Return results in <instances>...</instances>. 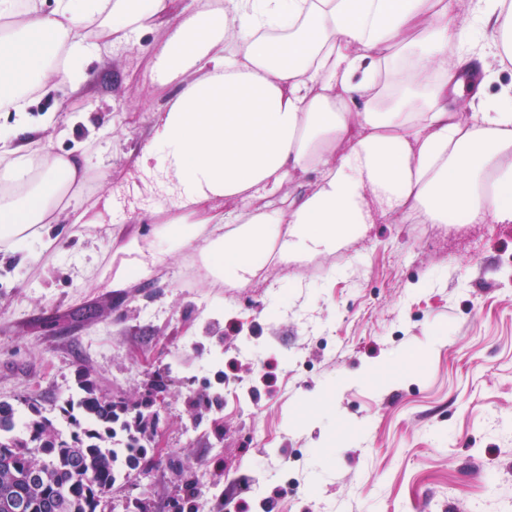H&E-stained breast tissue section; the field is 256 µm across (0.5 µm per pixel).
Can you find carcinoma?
I'll list each match as a JSON object with an SVG mask.
<instances>
[{
  "mask_svg": "<svg viewBox=\"0 0 512 512\" xmlns=\"http://www.w3.org/2000/svg\"><path fill=\"white\" fill-rule=\"evenodd\" d=\"M79 384L56 417L33 406L20 426L14 405L0 400V502L16 504L12 512H106L116 482L112 440L119 434L124 447L140 450L129 469L149 465L138 436L156 421L154 401L114 402L87 372L79 373ZM178 477L188 494L175 501L177 512H198L194 474L181 470Z\"/></svg>",
  "mask_w": 512,
  "mask_h": 512,
  "instance_id": "carcinoma-1",
  "label": "carcinoma"
}]
</instances>
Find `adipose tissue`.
I'll list each match as a JSON object with an SVG mask.
<instances>
[{"label": "adipose tissue", "mask_w": 512, "mask_h": 512, "mask_svg": "<svg viewBox=\"0 0 512 512\" xmlns=\"http://www.w3.org/2000/svg\"><path fill=\"white\" fill-rule=\"evenodd\" d=\"M455 2L205 0L188 14L177 0H0V112L26 119L59 85L70 97L54 109L68 111L90 61L171 24L152 71L180 88L133 160L165 222L121 246L116 292L182 249L213 284L245 288L270 246L282 261L330 255L378 214L511 224L512 83L492 98L483 86L512 63V0H477L465 18ZM41 127L0 137V253L52 248L79 209L83 159L53 153ZM311 170L313 189L262 206ZM217 200L243 208L211 214Z\"/></svg>", "instance_id": "obj_1"}]
</instances>
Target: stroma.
Here are the masks:
<instances>
[{
    "instance_id": "stroma-1",
    "label": "stroma",
    "mask_w": 512,
    "mask_h": 512,
    "mask_svg": "<svg viewBox=\"0 0 512 512\" xmlns=\"http://www.w3.org/2000/svg\"><path fill=\"white\" fill-rule=\"evenodd\" d=\"M169 35L91 63L55 112L45 135L85 154V203L126 184L147 198L133 159L179 89L150 78ZM57 229L58 250L0 262V399L36 392L50 414L81 371L116 401L164 379L154 462L118 477L112 512H169L175 462L207 473L202 512H512V224L379 218L245 288L208 286L178 250L121 294L118 242Z\"/></svg>"
}]
</instances>
